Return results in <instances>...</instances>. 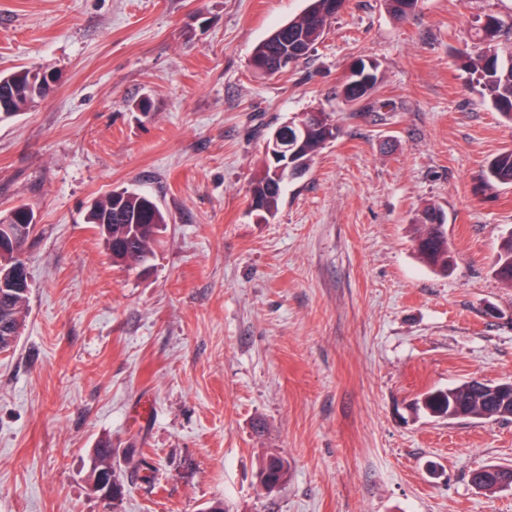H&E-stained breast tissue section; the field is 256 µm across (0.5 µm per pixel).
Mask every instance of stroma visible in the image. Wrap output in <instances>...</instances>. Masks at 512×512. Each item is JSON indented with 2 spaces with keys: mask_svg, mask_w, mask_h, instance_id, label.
I'll return each instance as SVG.
<instances>
[{
  "mask_svg": "<svg viewBox=\"0 0 512 512\" xmlns=\"http://www.w3.org/2000/svg\"><path fill=\"white\" fill-rule=\"evenodd\" d=\"M305 0H0V72L57 71L0 122V214L37 215L20 338L0 353V512H512L471 475L512 466V420L413 405L512 380V288L493 272L512 185L481 173L512 122L468 91L458 49L512 0H346L307 58L270 78L254 47ZM357 57L377 100L345 105ZM149 99L152 110L134 106ZM340 134L258 221L247 189L269 132L305 112ZM170 218L144 272L113 266L84 215L121 188ZM446 216L455 265L418 258L412 220ZM112 443L123 494L102 498ZM139 448L155 486L132 480ZM292 475L261 491L260 458ZM94 462H98L101 465L112 466V445L109 442H104L96 448L93 459V463ZM110 466L98 467L94 477V489L107 497L112 496V487L115 481L112 467Z\"/></svg>",
  "mask_w": 512,
  "mask_h": 512,
  "instance_id": "35a3bbf8",
  "label": "stroma"
}]
</instances>
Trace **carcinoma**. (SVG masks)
I'll return each instance as SVG.
<instances>
[{
	"mask_svg": "<svg viewBox=\"0 0 512 512\" xmlns=\"http://www.w3.org/2000/svg\"><path fill=\"white\" fill-rule=\"evenodd\" d=\"M308 5L297 17L279 26L255 48L251 66L266 69L270 75L286 70L283 58L298 61L309 55L323 38L331 24L328 16L333 0H307ZM387 10L396 17L406 16L417 5V0H384ZM501 24L494 16H487L486 23L474 27V37L484 44V51L477 58L466 62L464 72L466 85L482 98L489 100L493 108L512 119V54L500 55L497 42ZM38 80L36 70L18 67L10 71V79L0 84V121L7 120L34 107L32 90ZM379 83V74L365 86L347 75L341 86L340 96L350 107H371L373 95ZM292 126L304 123L308 127L306 137L289 138L290 127L283 126L282 147L286 152H296L297 166L309 169L315 156L336 140L338 128L327 112H314V119L296 116L290 119ZM487 187L512 184V149L494 156L487 164L482 176ZM287 181L278 171L270 155H265L261 171L254 176L249 186V201L255 205V215L262 221L274 217ZM86 223L94 226L103 241L112 263L134 271L144 266L154 254V247L161 242L170 223V218L154 199L136 189H114L95 199L86 215ZM416 226L415 250L430 268L448 272L454 263L445 230L444 213L435 208L423 209L413 220ZM498 279L512 288V233L501 239L495 260ZM0 311H8L12 321L23 319L28 296H18L7 304L1 294ZM417 408L438 417L453 415L454 418L483 420H512V399H498L492 389L465 381L448 388L426 392L416 403ZM127 462L133 472L142 474V479L151 485L156 468L145 456L130 453ZM260 487L268 494L280 489L288 482L290 465L277 452L266 453L258 468ZM485 489H495L504 481L512 482V470H496L488 465L472 474Z\"/></svg>",
	"mask_w": 512,
	"mask_h": 512,
	"instance_id": "carcinoma-1",
	"label": "carcinoma"
}]
</instances>
